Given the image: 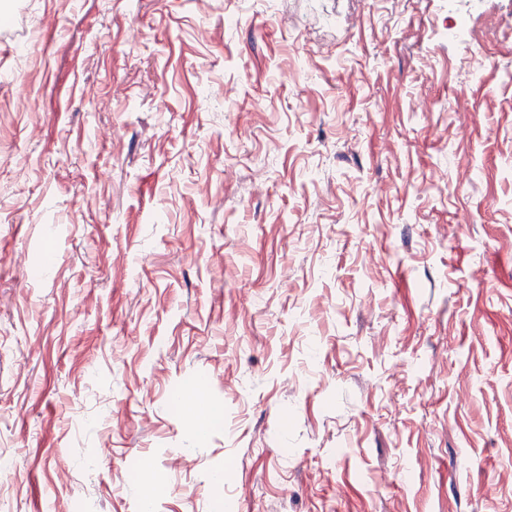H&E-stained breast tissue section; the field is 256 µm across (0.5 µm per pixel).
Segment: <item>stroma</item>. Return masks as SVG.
Here are the masks:
<instances>
[{
  "label": "stroma",
  "instance_id": "stroma-1",
  "mask_svg": "<svg viewBox=\"0 0 512 512\" xmlns=\"http://www.w3.org/2000/svg\"><path fill=\"white\" fill-rule=\"evenodd\" d=\"M0 512H512V0H8Z\"/></svg>",
  "mask_w": 512,
  "mask_h": 512
}]
</instances>
